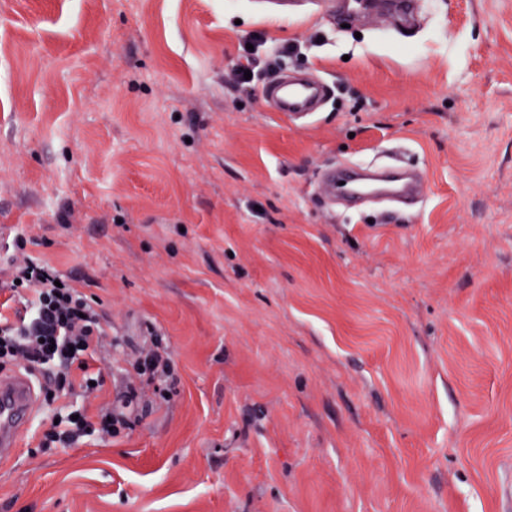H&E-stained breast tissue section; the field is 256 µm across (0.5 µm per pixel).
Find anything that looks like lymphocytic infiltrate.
Wrapping results in <instances>:
<instances>
[{"label": "lymphocytic infiltrate", "instance_id": "lymphocytic-infiltrate-1", "mask_svg": "<svg viewBox=\"0 0 512 512\" xmlns=\"http://www.w3.org/2000/svg\"><path fill=\"white\" fill-rule=\"evenodd\" d=\"M0 287L24 305L15 322L0 325V370L10 365L42 373L54 365L57 373L47 379L44 392L56 396L76 367L82 373V388L93 392L102 376L92 372L91 362L105 332L86 297L69 281L60 280L54 268L32 257L13 263L10 281ZM133 368L136 378L127 383L119 406L60 418L43 431L42 447H69L84 437H109L129 428L146 387L171 374L167 353L156 348L140 356Z\"/></svg>", "mask_w": 512, "mask_h": 512}]
</instances>
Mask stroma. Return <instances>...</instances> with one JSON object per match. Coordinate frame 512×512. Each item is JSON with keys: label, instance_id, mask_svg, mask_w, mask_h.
<instances>
[{"label": "stroma", "instance_id": "1", "mask_svg": "<svg viewBox=\"0 0 512 512\" xmlns=\"http://www.w3.org/2000/svg\"><path fill=\"white\" fill-rule=\"evenodd\" d=\"M292 70L328 87L310 119L264 98ZM394 151L421 204L320 192ZM25 255L107 332L97 396L34 423L117 403L153 335L177 382L112 438L23 437L0 512H512V0L405 30L311 0H0V283Z\"/></svg>", "mask_w": 512, "mask_h": 512}]
</instances>
